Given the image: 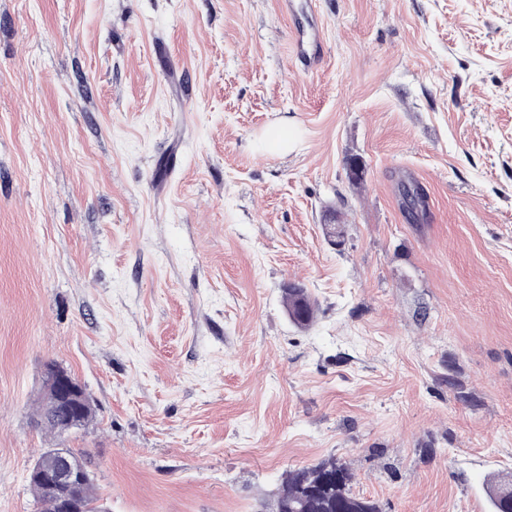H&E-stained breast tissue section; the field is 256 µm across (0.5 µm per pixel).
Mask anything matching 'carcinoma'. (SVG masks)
I'll list each match as a JSON object with an SVG mask.
<instances>
[{"instance_id":"1","label":"carcinoma","mask_w":512,"mask_h":512,"mask_svg":"<svg viewBox=\"0 0 512 512\" xmlns=\"http://www.w3.org/2000/svg\"><path fill=\"white\" fill-rule=\"evenodd\" d=\"M408 207L413 213H425L426 195L417 190L405 192ZM304 302V318L295 322L300 327L310 326L315 318V303L306 291L285 294L286 309ZM352 472L340 461L330 458L311 468H298L286 473L277 489L272 512H379L376 503L352 494ZM31 490L45 512H58L54 497L50 496L35 478H29ZM83 512H104L99 504L93 482L87 481L79 491ZM493 512H512V493L500 484L489 492Z\"/></svg>"}]
</instances>
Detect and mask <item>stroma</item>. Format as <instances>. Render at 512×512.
Returning <instances> with one entry per match:
<instances>
[{"mask_svg":"<svg viewBox=\"0 0 512 512\" xmlns=\"http://www.w3.org/2000/svg\"><path fill=\"white\" fill-rule=\"evenodd\" d=\"M299 2L313 70L280 0H0V512L46 448L107 512H269L332 457L380 512L512 479V0ZM51 361L94 410L60 436ZM293 39L294 53L299 59L310 65L320 58L323 48V32L312 14L308 29L297 31ZM305 290V291H304ZM301 294L293 293L291 291H286L285 294V305L287 311H290L292 308H295L297 302L302 300L304 302V318L299 321H292L295 325L300 327H308L310 326L315 318V303L311 299L308 294L306 288L300 291Z\"/></svg>","mask_w":512,"mask_h":512,"instance_id":"obj_1","label":"stroma"}]
</instances>
